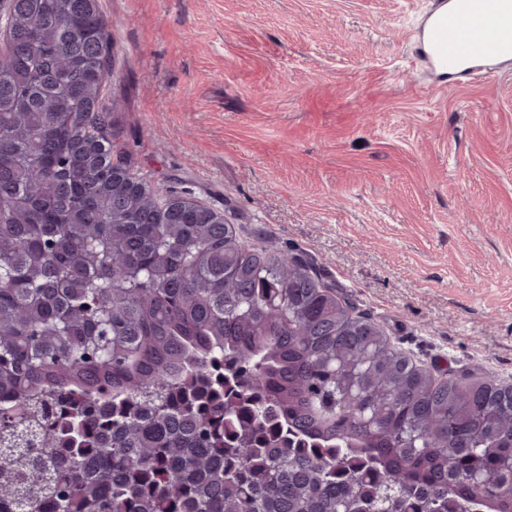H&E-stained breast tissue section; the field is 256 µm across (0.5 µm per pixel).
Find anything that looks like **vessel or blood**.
Listing matches in <instances>:
<instances>
[{
	"mask_svg": "<svg viewBox=\"0 0 512 512\" xmlns=\"http://www.w3.org/2000/svg\"><path fill=\"white\" fill-rule=\"evenodd\" d=\"M423 41L451 68L464 58L512 56V0H456L428 26Z\"/></svg>",
	"mask_w": 512,
	"mask_h": 512,
	"instance_id": "1",
	"label": "vessel or blood"
}]
</instances>
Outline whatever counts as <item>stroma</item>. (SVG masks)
<instances>
[{
    "instance_id": "35a3bbf8",
    "label": "stroma",
    "mask_w": 512,
    "mask_h": 512,
    "mask_svg": "<svg viewBox=\"0 0 512 512\" xmlns=\"http://www.w3.org/2000/svg\"><path fill=\"white\" fill-rule=\"evenodd\" d=\"M440 2L100 0L113 143L417 364L512 383V60L440 75Z\"/></svg>"
}]
</instances>
